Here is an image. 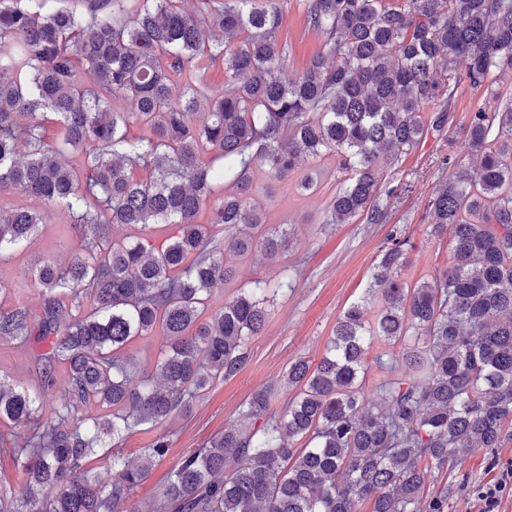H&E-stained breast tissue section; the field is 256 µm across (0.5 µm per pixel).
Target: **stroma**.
I'll list each match as a JSON object with an SVG mask.
<instances>
[{"mask_svg": "<svg viewBox=\"0 0 512 512\" xmlns=\"http://www.w3.org/2000/svg\"><path fill=\"white\" fill-rule=\"evenodd\" d=\"M280 6L285 19L279 36L288 43L285 67L292 73L319 48L321 38L306 29L302 0H281ZM448 153V132L432 130L398 164L382 167L380 198L386 218L381 224L367 223L361 216L347 224L327 223V205L342 180L335 155L309 161L281 181L255 171L254 194L265 208L268 223L289 225L291 235L279 259L272 261L256 252L243 260L239 277L213 295L211 306L221 307L239 289L272 278L284 267L289 268L295 286L271 304L262 334L250 343L251 360L236 377L210 387L189 416L176 415L161 426L143 425L125 435L119 453L131 464L138 462L142 449L159 433H167L170 443L166 458L134 489L132 512H140L159 495L169 471L185 453L206 446L233 424L255 391L272 389L273 409L285 407L292 395L284 382L289 366L299 360L319 362L337 318L363 299L371 271L391 235H401L406 242L407 281L424 279L434 268L447 264L451 237L430 235L429 202L448 176L449 169L441 162ZM308 177L312 188L300 189V182ZM71 222L66 209L51 208L31 243L0 259L1 311L23 303L32 315H41L42 299L30 270L41 259L66 263L81 249L83 240L71 229ZM37 354L36 344L0 340V378L32 388L42 385L47 393H56L66 372L60 366L45 370ZM508 465H512L510 435L494 452L464 451L457 462L429 471L426 487L433 494L447 491L448 512H478L479 488Z\"/></svg>", "mask_w": 512, "mask_h": 512, "instance_id": "35a3bbf8", "label": "stroma"}]
</instances>
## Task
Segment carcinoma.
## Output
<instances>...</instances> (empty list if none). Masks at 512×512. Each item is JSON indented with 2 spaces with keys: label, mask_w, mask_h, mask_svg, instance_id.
<instances>
[{
  "label": "carcinoma",
  "mask_w": 512,
  "mask_h": 512,
  "mask_svg": "<svg viewBox=\"0 0 512 512\" xmlns=\"http://www.w3.org/2000/svg\"><path fill=\"white\" fill-rule=\"evenodd\" d=\"M249 2L199 0L192 14L184 0H0V197L67 208L84 242L66 264L32 268L39 318L22 304L0 312V339L46 341L39 358L67 372L51 397L0 380V423L26 427L0 450L25 480L0 512H130L169 441L130 466L117 440L189 413L240 373L271 298L292 287L284 277L207 313L245 258L279 257L290 235L266 226L254 170L284 179L332 152L344 179L329 223L379 224L380 160L394 165L444 129L449 112L424 109L451 106L463 82L488 103L443 158L452 171L431 201L430 233L452 231L448 264L410 284L405 242L391 236L365 289L373 311L346 309L318 364L288 368L297 393L284 411L268 415L272 391L254 392L235 424L181 457L146 512H448V493H426L430 468L499 448L512 428V104L500 86L512 0H304L322 43L293 76L278 0ZM211 70L224 71L217 90ZM115 95L129 111H112ZM132 124L148 134L129 136ZM44 221L0 206V257ZM158 224L176 228L159 247ZM115 225L143 238L116 240ZM154 335L166 353L134 385L125 349ZM375 341L409 351L399 364L377 357L392 378L369 397L361 373Z\"/></svg>",
  "instance_id": "1"
}]
</instances>
